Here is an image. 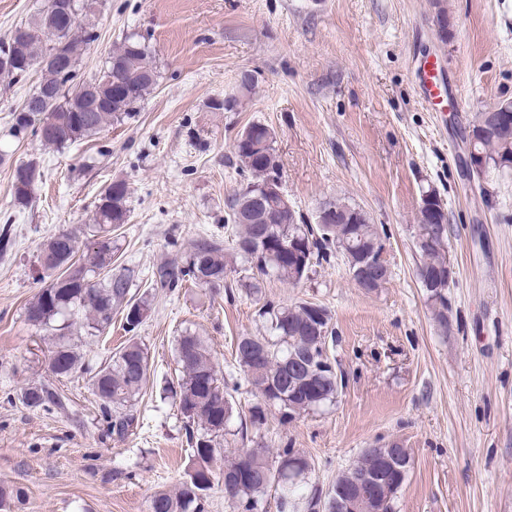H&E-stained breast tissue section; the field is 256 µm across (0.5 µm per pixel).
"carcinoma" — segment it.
<instances>
[{
  "label": "carcinoma",
  "instance_id": "obj_1",
  "mask_svg": "<svg viewBox=\"0 0 512 512\" xmlns=\"http://www.w3.org/2000/svg\"><path fill=\"white\" fill-rule=\"evenodd\" d=\"M97 0H75L77 26L51 64L39 69L38 62L50 55L49 33L62 29L65 14L51 4L15 26L0 46V76L14 81L26 69L39 74L33 91L34 100L24 99L27 106L12 113L11 136L22 139L35 136L44 148H65L75 142L100 134L103 129L137 111L140 103L157 85V70L149 46L133 37L124 38L112 49L98 80L111 79L112 87L123 95L110 98L103 107L78 103V90L89 83L79 70L84 49L99 39L96 28L82 20L94 11ZM479 139L478 148L486 159L485 171L472 173L481 183L492 170H512V140L494 132L484 122V113L470 124ZM252 138L271 143L266 153L241 142L235 146L242 170L251 179L228 201L229 220L234 226L229 247L214 237H197L188 241L179 261H163L154 272V287L174 290L187 283L219 290L224 287L228 261H240L254 271L246 284L253 293L261 292L263 280L275 278L298 284L309 277L316 265L331 253H347L355 248L347 237V225L358 224L363 237H378L377 228L362 208L338 200L328 204L334 220L311 225L297 212L263 199L253 209L249 195L266 183L271 175L281 176L276 150L272 147L275 131L262 123L249 125ZM42 171L38 158L15 167L11 195L15 205L24 207L32 201ZM128 186L123 180L109 183L100 193L95 206V224L91 252L76 257L78 230L56 233L43 243L40 253L47 255L44 270L51 279L25 308L26 320L39 328L57 332L49 350V370L57 377H70L82 370L80 357L66 332L81 324L87 335L98 337L112 325V314H123L128 342L111 356L91 377V390L100 402L109 433L123 439L137 427L131 408L142 394L150 375L148 351L134 332L142 325L150 303L147 298L130 295L131 275L112 273V227L126 223ZM424 234L441 238L445 244L419 250V267L434 271L448 264V235L438 224H422ZM435 306L434 321L448 330V299L428 295ZM325 320L319 322L307 303L294 306L262 308L269 317L272 335L240 336L235 344L234 359L247 383L262 401L249 409V424L263 426L268 412L275 410L280 421L290 423L301 415L332 403L338 396L341 379L328 356L330 313L320 307ZM175 357L182 375L169 387L191 449L185 479L174 492L158 490L150 496L148 512H205L207 492L214 481L224 485V500L233 512H262L264 496L273 486L280 488V506L296 507L305 501L307 512H336L334 498L317 488L303 493L307 459L286 445L275 459L259 448H239L235 456L217 474L211 463L221 453L220 438L231 433L230 423L236 412L233 393L238 385L219 378L211 351L201 337L185 333L176 341ZM30 408L61 404L57 392L47 384H34L23 394ZM20 488H0V512H10L12 504L22 502Z\"/></svg>",
  "mask_w": 512,
  "mask_h": 512
}]
</instances>
